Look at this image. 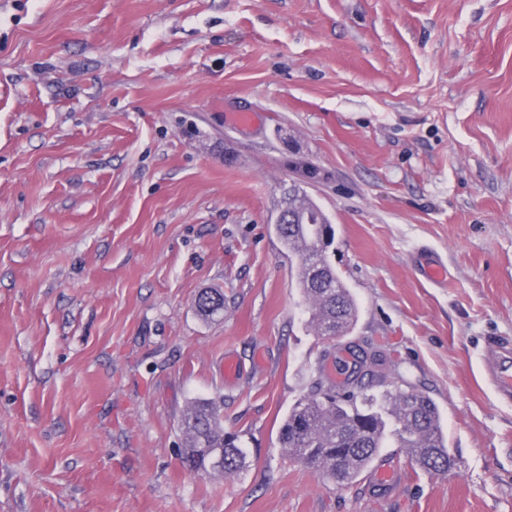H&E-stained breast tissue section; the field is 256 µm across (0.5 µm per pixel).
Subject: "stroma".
Masks as SVG:
<instances>
[{
    "label": "stroma",
    "instance_id": "obj_1",
    "mask_svg": "<svg viewBox=\"0 0 512 512\" xmlns=\"http://www.w3.org/2000/svg\"><path fill=\"white\" fill-rule=\"evenodd\" d=\"M298 158L360 305L332 341L272 229ZM205 288L223 317L197 315ZM500 338L512 0H0V512H512V403L483 371ZM347 346L437 403L457 469L390 447L336 487L282 455ZM198 397L248 438L240 474L183 466ZM413 259L425 279L435 284H444L448 281V267L438 257L423 250H417L414 252ZM193 306L197 314L205 320L221 316L224 314V292L203 290L195 297Z\"/></svg>",
    "mask_w": 512,
    "mask_h": 512
}]
</instances>
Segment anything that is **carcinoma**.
<instances>
[{"label": "carcinoma", "instance_id": "carcinoma-1", "mask_svg": "<svg viewBox=\"0 0 512 512\" xmlns=\"http://www.w3.org/2000/svg\"><path fill=\"white\" fill-rule=\"evenodd\" d=\"M273 230L295 260V285L308 325L327 338L348 333L359 303L329 260L334 228L328 216L313 213L307 224H275ZM194 309L205 320L223 315L224 292H199ZM179 428L183 463L191 472L214 477L244 468L248 448L239 432L224 428L219 400L191 401ZM390 442L407 449L428 473L446 472L455 465L437 404L395 383H362L342 393L334 386L324 387L318 377L288 410L278 436L283 455L339 486L356 480ZM215 452L224 455V468L218 471L210 469Z\"/></svg>", "mask_w": 512, "mask_h": 512}]
</instances>
